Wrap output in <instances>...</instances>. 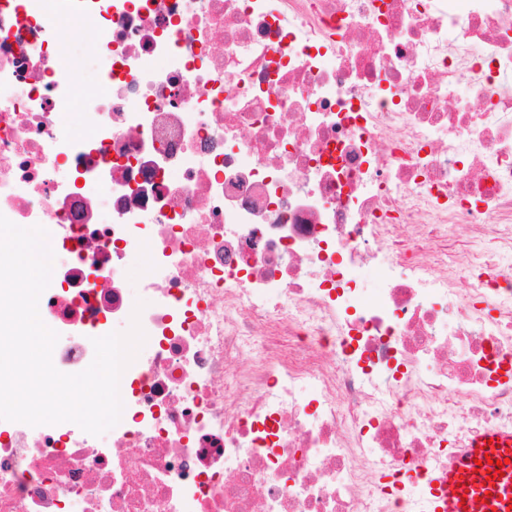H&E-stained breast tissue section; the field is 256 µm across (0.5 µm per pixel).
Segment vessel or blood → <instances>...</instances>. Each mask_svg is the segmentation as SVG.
Segmentation results:
<instances>
[{
  "mask_svg": "<svg viewBox=\"0 0 512 512\" xmlns=\"http://www.w3.org/2000/svg\"><path fill=\"white\" fill-rule=\"evenodd\" d=\"M487 457L504 461L502 477L491 480L476 471V461ZM463 489L468 492L464 498L459 495ZM436 512H512V436L474 439L441 480Z\"/></svg>",
  "mask_w": 512,
  "mask_h": 512,
  "instance_id": "vessel-or-blood-1",
  "label": "vessel or blood"
}]
</instances>
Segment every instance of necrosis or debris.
Returning a JSON list of instances; mask_svg holds the SVG:
<instances>
[{
  "mask_svg": "<svg viewBox=\"0 0 512 512\" xmlns=\"http://www.w3.org/2000/svg\"><path fill=\"white\" fill-rule=\"evenodd\" d=\"M0 215L57 370L146 334L102 435L0 420V512H435L512 436V0H0Z\"/></svg>",
  "mask_w": 512,
  "mask_h": 512,
  "instance_id": "4bbe7bcc",
  "label": "necrosis or debris"
}]
</instances>
